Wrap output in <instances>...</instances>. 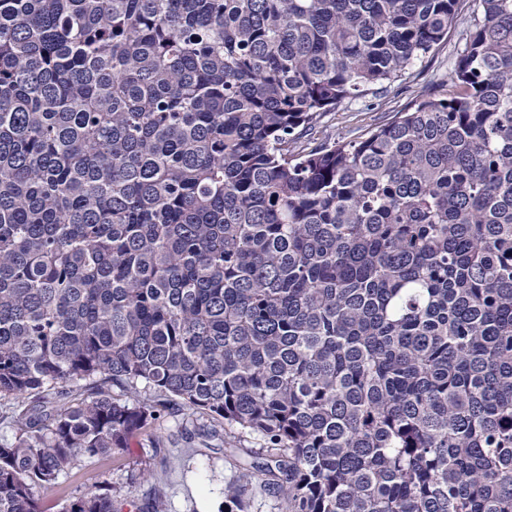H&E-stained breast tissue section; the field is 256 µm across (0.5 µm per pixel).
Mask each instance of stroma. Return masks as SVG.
Here are the masks:
<instances>
[{"label": "stroma", "mask_w": 512, "mask_h": 512, "mask_svg": "<svg viewBox=\"0 0 512 512\" xmlns=\"http://www.w3.org/2000/svg\"><path fill=\"white\" fill-rule=\"evenodd\" d=\"M474 10L473 0H463L446 41L387 88L374 86L345 99L318 120L315 139L350 140L396 113L410 111L417 98L449 97L454 90L450 72L464 48ZM206 423L205 417L167 409L159 420L162 452H155L147 434L133 436L124 453L78 463L60 474L55 487L39 489L37 495L46 512H60L65 498L104 485L111 488L115 505L124 508L132 501L143 502L155 486L164 494L166 512H222L224 488L236 481L239 469L235 458L225 453L221 438L200 437Z\"/></svg>", "instance_id": "stroma-1"}]
</instances>
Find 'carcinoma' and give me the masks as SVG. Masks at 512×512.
<instances>
[{
	"label": "carcinoma",
	"mask_w": 512,
	"mask_h": 512,
	"mask_svg": "<svg viewBox=\"0 0 512 512\" xmlns=\"http://www.w3.org/2000/svg\"><path fill=\"white\" fill-rule=\"evenodd\" d=\"M460 2L0 0V512L171 404L263 442L224 512H512V0L452 95L306 140ZM20 410L19 405L11 398H0V441H14L18 430L13 419ZM249 497V512H281L279 501L267 495L258 484L252 486Z\"/></svg>",
	"instance_id": "carcinoma-1"
}]
</instances>
